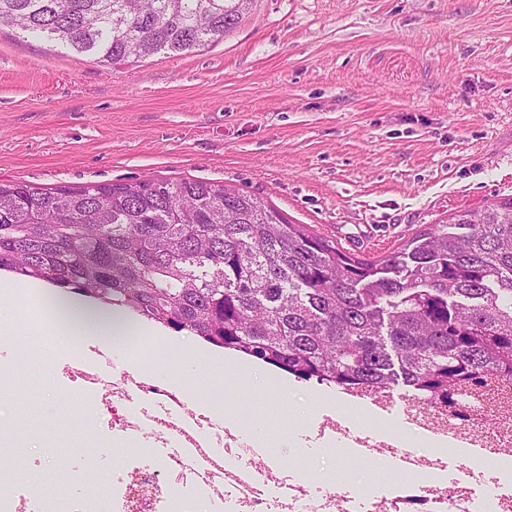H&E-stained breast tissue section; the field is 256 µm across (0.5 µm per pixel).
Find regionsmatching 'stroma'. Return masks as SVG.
Here are the masks:
<instances>
[{"label": "stroma", "instance_id": "stroma-1", "mask_svg": "<svg viewBox=\"0 0 512 512\" xmlns=\"http://www.w3.org/2000/svg\"><path fill=\"white\" fill-rule=\"evenodd\" d=\"M184 180L260 196L291 223L376 258L417 233L512 197V0H253L223 40L178 55L109 64L60 44L0 31V183L51 190ZM0 484H53L112 500L111 432L80 426L84 400L54 356L15 357L47 335L34 297L0 295ZM165 356L105 344L112 368L202 381L279 439L287 469L327 467L302 445L341 409L320 386L283 378L267 395L226 385L223 352L153 326Z\"/></svg>", "mask_w": 512, "mask_h": 512}]
</instances>
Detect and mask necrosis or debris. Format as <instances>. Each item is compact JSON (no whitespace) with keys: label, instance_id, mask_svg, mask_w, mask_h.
<instances>
[{"label":"necrosis or debris","instance_id":"obj_1","mask_svg":"<svg viewBox=\"0 0 512 512\" xmlns=\"http://www.w3.org/2000/svg\"><path fill=\"white\" fill-rule=\"evenodd\" d=\"M57 371L88 395L112 441L154 440L153 448L125 456L113 473L112 512H512V492L499 477L512 461V411L469 416L437 401H406L403 421L385 433L352 427L341 415H322L316 437L337 461L359 455L389 460L396 474L379 491L337 485L335 475H288L271 450L247 432L253 415L220 423L192 407L189 391L137 371L102 379L94 360L64 358ZM434 445L475 449L474 465L448 470ZM83 500L34 497L12 486L0 489V512H95Z\"/></svg>","mask_w":512,"mask_h":512}]
</instances>
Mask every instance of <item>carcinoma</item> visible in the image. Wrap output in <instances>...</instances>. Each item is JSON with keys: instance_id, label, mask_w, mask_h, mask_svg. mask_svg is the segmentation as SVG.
Here are the masks:
<instances>
[{"instance_id": "obj_1", "label": "carcinoma", "mask_w": 512, "mask_h": 512, "mask_svg": "<svg viewBox=\"0 0 512 512\" xmlns=\"http://www.w3.org/2000/svg\"><path fill=\"white\" fill-rule=\"evenodd\" d=\"M253 0H0V28L114 64L181 54ZM380 258L202 181L0 183V271L40 279L301 381L451 406L512 379V197Z\"/></svg>"}]
</instances>
